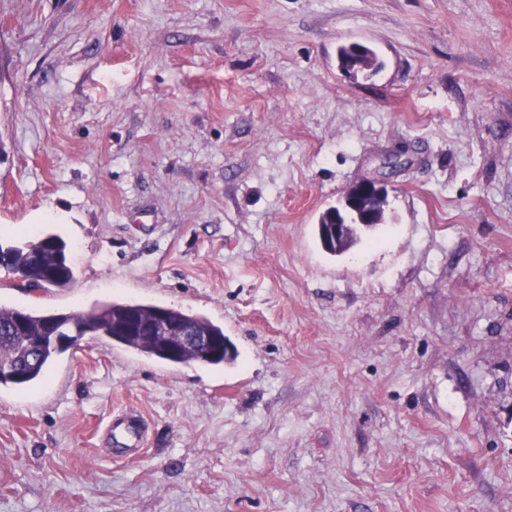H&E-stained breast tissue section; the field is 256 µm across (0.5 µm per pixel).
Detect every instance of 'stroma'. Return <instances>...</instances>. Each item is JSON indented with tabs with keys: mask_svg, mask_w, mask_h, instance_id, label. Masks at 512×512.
I'll return each instance as SVG.
<instances>
[{
	"mask_svg": "<svg viewBox=\"0 0 512 512\" xmlns=\"http://www.w3.org/2000/svg\"><path fill=\"white\" fill-rule=\"evenodd\" d=\"M49 234L73 286L0 267V305L173 307L238 356L87 335L0 386V512H512V0H0V239ZM338 58L340 67L345 71L361 70V73H369L372 75L382 67V63L378 59L376 52L370 48L360 57L354 49L344 45L338 49ZM386 196V183L378 177L366 178L358 181L348 188L338 206L345 218L343 224L336 218V207H329L323 211L317 224V233H319V224L332 223L330 231H325V246L330 247L334 243L336 251L333 249L331 254L342 253L345 251V242L351 229L365 228L370 229L376 224H368L369 219L374 215L375 210H382V205ZM352 216L356 220L352 219ZM344 218H340L341 221ZM330 225V224H328ZM144 431L136 412L128 411L125 418L114 424L109 430L105 444L121 448H104L111 455H123L127 458L139 456L144 448Z\"/></svg>",
	"mask_w": 512,
	"mask_h": 512,
	"instance_id": "obj_1",
	"label": "stroma"
}]
</instances>
